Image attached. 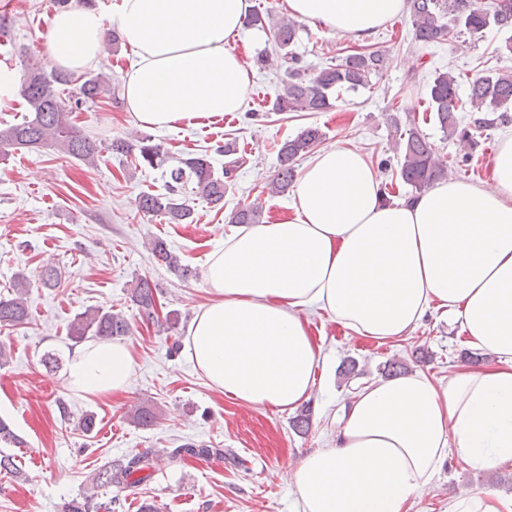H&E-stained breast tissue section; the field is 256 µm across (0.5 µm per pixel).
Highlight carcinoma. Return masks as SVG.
<instances>
[{
    "label": "carcinoma",
    "instance_id": "carcinoma-1",
    "mask_svg": "<svg viewBox=\"0 0 512 512\" xmlns=\"http://www.w3.org/2000/svg\"><path fill=\"white\" fill-rule=\"evenodd\" d=\"M412 26V41L429 44L442 40L450 33L445 19L471 35H481L493 26L500 31H512V0H494L492 9H487L482 0H407ZM246 24L262 30H270L277 43L280 67L284 78L272 104L274 112H326L333 107V96L342 92H356L370 85L371 76L378 75L387 58L380 50L361 47L346 55L336 64H330L314 73H306L300 66L299 58L289 47L295 44L300 24L294 19H283L270 23L269 14L255 11ZM74 75L57 71L47 76L39 67L27 69L20 84L19 94L27 105L30 115L22 122L0 127V149L16 150L55 147L67 156L83 162L95 163L105 151L122 156L132 155L136 160L151 167L165 166L166 152L162 145L153 142L149 136L135 141L117 138L108 145L83 134L69 119V112L80 109L89 102H95L101 95L119 102V89L101 74L90 75L80 86L79 96L66 103L56 93L53 84L66 85ZM460 76L451 72H439L426 88L425 111L432 114L444 136L470 141L469 130L459 127L457 112L467 107L472 112H498L512 109V74L494 72L469 82L467 100L459 96ZM323 139V132L315 126H308L294 138L283 142L278 151V169L274 175L269 193L280 194L288 189L296 178L295 162L310 153ZM217 152L228 157L221 171H216L204 155L190 154L182 157L177 164L165 169L166 193H141L136 199L138 212L144 216L164 215L174 224H182L192 217L193 209L182 195L187 182L194 184L195 194L206 203L224 208L225 180L245 163L237 147L227 143L218 147ZM399 177L411 191L421 194L432 188L437 181L448 177L445 167L440 164L434 145L428 137L417 132L408 133L403 143L402 157L398 163ZM262 207L255 204L236 208L230 214L231 224H258ZM150 250L159 264L183 276L190 274L187 266L167 244L156 239L149 243ZM15 296L0 297V329H11L29 319L28 288L30 282L23 276L12 285ZM131 298L143 315L151 318L155 298L151 284L138 281ZM131 324L120 312L99 308L88 309L77 314L67 327V338L74 343L89 338L111 341L126 336ZM156 412L150 405H139L132 413V421L141 426L155 422ZM224 456V449L210 448L202 443L187 442L171 450L168 459L178 463L186 458L208 459ZM154 469V454L144 452L127 456L104 464L95 474L92 492L75 499L66 506V512H114V500L98 501L99 490L111 487L133 491L149 480Z\"/></svg>",
    "mask_w": 512,
    "mask_h": 512
}]
</instances>
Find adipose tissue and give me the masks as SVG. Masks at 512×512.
<instances>
[{"mask_svg": "<svg viewBox=\"0 0 512 512\" xmlns=\"http://www.w3.org/2000/svg\"><path fill=\"white\" fill-rule=\"evenodd\" d=\"M331 36L362 39L404 0H287ZM249 0H113L77 5L50 24L53 66L80 74L115 24L138 61L122 93L135 125L189 127L243 111L252 71L227 40ZM492 187L451 180L412 202L385 201L355 149L319 151L296 183L294 214L242 226L212 251L203 281L214 299L187 329L190 359L214 388L255 406L309 399L322 347L304 317L317 309L363 338L391 341L430 308L461 321L490 355L448 383L416 371L376 380L344 407L332 444L293 474L301 512H407L449 454L489 469L512 460V137L492 158ZM136 362L122 341L74 351L67 386L79 396L126 390Z\"/></svg>", "mask_w": 512, "mask_h": 512, "instance_id": "obj_1", "label": "adipose tissue"}]
</instances>
